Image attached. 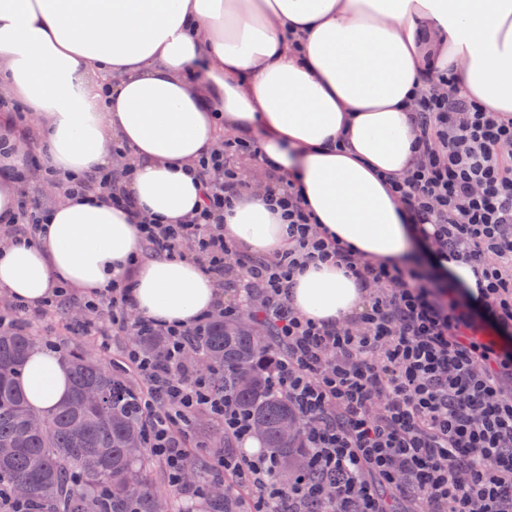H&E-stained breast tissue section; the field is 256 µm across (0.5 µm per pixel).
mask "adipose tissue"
<instances>
[{"label": "adipose tissue", "instance_id": "ef3b65f1", "mask_svg": "<svg viewBox=\"0 0 512 512\" xmlns=\"http://www.w3.org/2000/svg\"><path fill=\"white\" fill-rule=\"evenodd\" d=\"M432 67L512 119V0H0V78L40 120L54 173L111 167L123 143L140 210L181 224L200 205L191 169L219 132L259 129L265 157L300 173L320 232L377 262L401 259L416 236L389 183L416 161L410 112ZM224 235L253 254L288 247L286 224L256 198L227 215ZM139 251L129 213L67 195L36 243L0 247V290L35 308L63 285L87 295L127 280L147 318L186 324L215 307L221 290L196 262ZM364 298L332 264L297 275L290 296L320 324ZM21 381L40 410L69 392L43 348Z\"/></svg>", "mask_w": 512, "mask_h": 512}]
</instances>
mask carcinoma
<instances>
[{
    "mask_svg": "<svg viewBox=\"0 0 512 512\" xmlns=\"http://www.w3.org/2000/svg\"><path fill=\"white\" fill-rule=\"evenodd\" d=\"M198 343L206 360L220 367L217 383L252 418L279 473L292 477L309 470L300 434L285 440L279 433L281 422L297 415L263 360L265 335L222 318L207 326ZM33 345V337L20 328L0 330V448L10 449L0 454V484L25 487L32 512H155L160 502L171 507L170 493L145 478L150 455L142 433L146 408L140 389L120 369L72 349L62 356L70 378L67 398L50 410H36L20 382ZM87 388L101 393L95 407L77 403ZM32 419L45 426L28 429ZM187 476L204 496L206 512H246V497L227 490L211 494L203 463L190 462Z\"/></svg>",
    "mask_w": 512,
    "mask_h": 512,
    "instance_id": "1",
    "label": "carcinoma"
}]
</instances>
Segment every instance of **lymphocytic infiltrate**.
<instances>
[{"label":"lymphocytic infiltrate","mask_w":512,"mask_h":512,"mask_svg":"<svg viewBox=\"0 0 512 512\" xmlns=\"http://www.w3.org/2000/svg\"><path fill=\"white\" fill-rule=\"evenodd\" d=\"M411 120L419 161L395 186L404 221L417 226L429 255L470 265L474 301L426 265L375 263L320 237L297 175L273 174L251 188L238 158L261 152L245 138H222L200 160L202 204L183 224L139 215L127 189L131 164L60 182L64 193L106 198L135 214L143 255L181 258L193 244L188 255L213 280L232 279L246 293L245 303L217 304L216 313L247 315L272 332V374L304 422L313 469L278 484L269 455L216 456L217 470L251 487L256 512H307L320 501L327 512H388V502L408 497L422 499L427 512H512V347L503 341L512 334V121L436 70ZM11 175L19 196L10 240L30 242L50 207L32 190L28 168ZM250 191L286 221L287 250L253 260L225 238L226 209ZM318 262L335 264L365 288L358 316L320 325L293 308L295 275ZM75 302L88 316L83 329L100 346L128 336L126 369L154 402L147 448L170 486L181 487L188 463L186 419L203 413L230 439L252 438L251 418L198 366L192 338L203 320L170 325L131 316L126 283L92 296L62 288L38 309L15 302L10 312L47 318ZM146 334L164 338V359L142 351L136 338Z\"/></svg>","instance_id":"f902f5d3"}]
</instances>
